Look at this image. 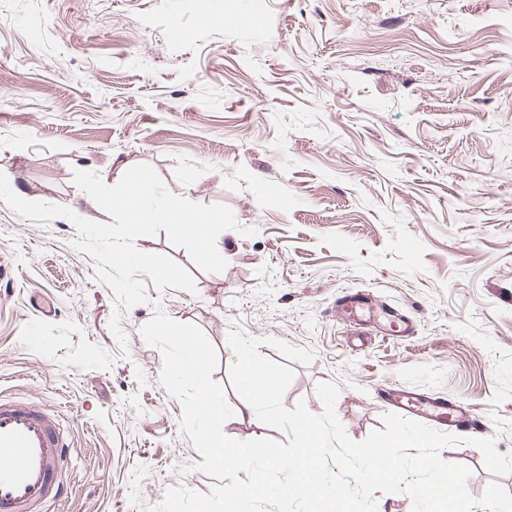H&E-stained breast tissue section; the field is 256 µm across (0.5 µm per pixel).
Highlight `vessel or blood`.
I'll return each instance as SVG.
<instances>
[{
  "mask_svg": "<svg viewBox=\"0 0 512 512\" xmlns=\"http://www.w3.org/2000/svg\"><path fill=\"white\" fill-rule=\"evenodd\" d=\"M336 303L352 336L366 337L379 328L390 336H408L415 331L413 321L378 305L372 293H344ZM387 402L403 415L436 427L451 430L464 424L472 433L487 431L472 411L417 390H392ZM68 448L54 414L0 398V512H53L66 494L60 477Z\"/></svg>",
  "mask_w": 512,
  "mask_h": 512,
  "instance_id": "b4317fda",
  "label": "vessel or blood"
}]
</instances>
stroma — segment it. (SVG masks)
<instances>
[{
    "mask_svg": "<svg viewBox=\"0 0 512 512\" xmlns=\"http://www.w3.org/2000/svg\"><path fill=\"white\" fill-rule=\"evenodd\" d=\"M151 165L174 194L230 207L219 273L166 231L137 239L192 270L195 292L148 288L110 330L112 290L71 246L0 200V395L61 418L59 512H144L215 478L160 382L142 327L197 324L228 404L233 326L310 349L283 404L321 412L320 383L357 442L383 429L378 393L417 388L512 422V0H0V172L19 196L111 217L73 169L117 183ZM413 319L358 350L336 316L346 289ZM481 497L470 444L443 447Z\"/></svg>",
    "mask_w": 512,
    "mask_h": 512,
    "instance_id": "35a3bbf8",
    "label": "stroma"
}]
</instances>
